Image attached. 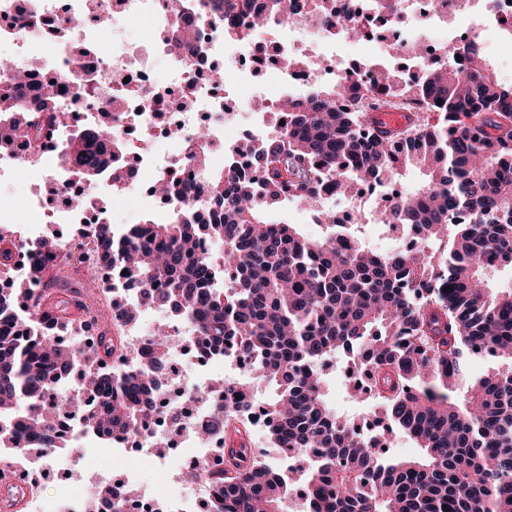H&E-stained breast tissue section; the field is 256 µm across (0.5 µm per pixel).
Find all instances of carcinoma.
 Wrapping results in <instances>:
<instances>
[{
    "mask_svg": "<svg viewBox=\"0 0 512 512\" xmlns=\"http://www.w3.org/2000/svg\"><path fill=\"white\" fill-rule=\"evenodd\" d=\"M275 16L251 0H224V39L246 41L271 22H294L297 0H275ZM320 19L334 27L349 13L346 0H320ZM81 24L66 18L60 68L83 62L71 39ZM194 20L182 18L167 33L170 51L182 52ZM469 71L454 60L401 77L393 69L366 97L358 85L320 84L301 101L264 102L272 133L261 141L254 163L259 175L233 163L248 145L224 147V171L209 173L204 156L190 157L203 171L204 194L190 197L177 172H160L154 194L176 197L179 207L117 231L94 224L93 251L126 280L140 286L137 303L116 305L112 283L74 270L85 259L55 269L32 293L17 281L0 288V318L14 316L19 302L31 305L30 345L0 332L1 448L67 451L71 442L45 408L51 385L79 366L77 394L56 402V413L82 412L84 433H139L162 386L169 337L153 333L138 350L124 337L144 306L173 308L197 339L223 353L250 360L249 379H224V410L207 428L224 434V468L191 474L215 488L219 512H283L290 484L246 446L245 423L233 405L251 393L250 380L272 384L276 398L264 405L267 434L275 448L305 452L308 512H512V289L489 287L488 274L512 267V85L500 84L472 53ZM22 85L33 71H13L0 61L3 90L9 74ZM44 76L37 96L16 103L9 124L0 125V152L21 140L37 142L67 125L58 106L59 87ZM400 106L406 124L382 126L376 114ZM72 134L60 165L93 183L112 177L120 194L127 168L125 145L112 135V113ZM416 167L427 183L390 201L378 223L416 224L419 245L368 251L357 235L336 240L335 219L311 239L299 225L268 217L275 203L294 201L315 209L321 192L392 181ZM453 211L464 214L450 221ZM224 243L215 256L199 251L201 235ZM13 233L0 225V266L13 258ZM60 240L42 236L31 249L44 257L41 276ZM73 324L97 338L84 351L53 336ZM489 355L501 365L466 375L468 359ZM327 360L374 372L371 417L403 433L422 450L416 458L382 462L387 436L362 437L356 425L325 399ZM123 486L96 487L93 496L120 501Z\"/></svg>",
    "mask_w": 512,
    "mask_h": 512,
    "instance_id": "1",
    "label": "carcinoma"
}]
</instances>
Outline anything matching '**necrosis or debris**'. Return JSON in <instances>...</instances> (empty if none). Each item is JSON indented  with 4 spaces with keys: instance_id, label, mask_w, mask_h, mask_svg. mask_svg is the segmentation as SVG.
<instances>
[{
    "instance_id": "obj_1",
    "label": "necrosis or debris",
    "mask_w": 512,
    "mask_h": 512,
    "mask_svg": "<svg viewBox=\"0 0 512 512\" xmlns=\"http://www.w3.org/2000/svg\"><path fill=\"white\" fill-rule=\"evenodd\" d=\"M430 0H401L400 25L388 29L385 37L374 39V51L392 55L396 69L411 73L441 62L449 55L463 54L471 47L492 50L501 42L512 43V0H441L436 14H429ZM172 0H0V42L26 37L27 47L16 61L19 69L38 64L47 69L56 66L62 54L60 25L66 16L79 14L86 23L81 31L84 38H97L103 17H111L113 26L131 19L146 20L149 33L146 40L133 43L122 37H112L102 48L86 56L85 69L67 73L61 78L60 100L70 114L72 125L86 124L92 114L104 107L120 112L121 127L130 128L124 141L132 159V185H139L144 174L160 171H180L191 175L187 158L201 128H209V149L215 165H223L221 146L227 131L237 130L239 140L249 147H258L263 136L256 126L239 128L231 113L235 100L220 106L215 102L219 92L207 70L192 64L189 54L170 53L163 38L171 26ZM340 47L351 44L349 38L335 35L327 38L319 27L302 19L287 28V37L277 45L250 40L234 46L231 64L249 59L255 74L276 67L277 54L304 53L315 59V67L300 65L288 72L289 86L307 89L323 80L350 85L352 66L342 56L328 52V41ZM166 60V78H159L156 65ZM193 94L195 104L186 109L181 105L184 94ZM172 139L167 153L142 154L145 142ZM66 141L65 133L40 142L37 151L18 147L0 155V178L15 176L26 168L48 173L57 192L46 198L31 196L25 202L29 210L48 213L55 223L73 225L70 242L83 239L86 223L100 219L96 206L81 211L65 204L67 195L81 192L80 184L59 171L56 159ZM170 335L169 363L165 383L157 393L163 402L162 413L154 414L140 436L112 439L114 448L128 459L143 455L170 441L182 449L178 460L167 461V483L187 512H217L216 502L207 483L188 482L186 472L208 465L221 467L224 444L221 438L202 434L201 427L223 406L218 396H210L209 385L216 368L223 366L222 351L187 343V327L172 316H165ZM66 433L75 447L66 455H50L39 448L0 455V470L21 469L31 475L57 473L67 479L64 491L52 503H45L37 488H30L26 498L29 512H168L165 501L156 496L152 485L142 481L135 472H128L123 484L132 486L134 495L120 504L97 501L87 506L82 492L87 479L77 453L85 442L75 433L73 422H66Z\"/></svg>"
}]
</instances>
